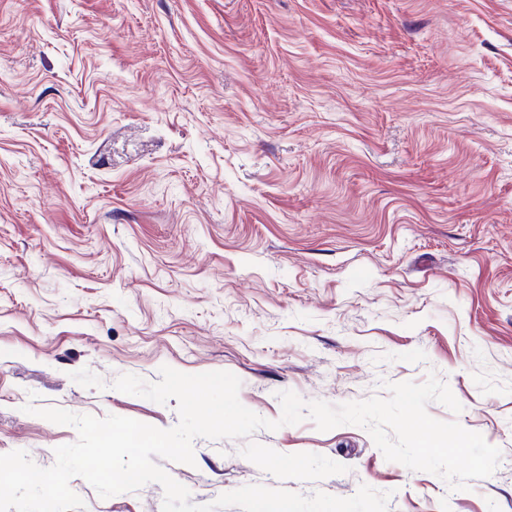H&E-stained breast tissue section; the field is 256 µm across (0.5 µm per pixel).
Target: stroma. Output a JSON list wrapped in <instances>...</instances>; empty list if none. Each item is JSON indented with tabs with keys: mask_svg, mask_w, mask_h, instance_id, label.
I'll list each match as a JSON object with an SVG mask.
<instances>
[{
	"mask_svg": "<svg viewBox=\"0 0 512 512\" xmlns=\"http://www.w3.org/2000/svg\"><path fill=\"white\" fill-rule=\"evenodd\" d=\"M333 405L447 383L500 449L468 489L311 420L156 463L195 504L259 484L387 512H512V0H0V454L174 427L161 366ZM299 459L301 471L289 470ZM83 512H162L151 482Z\"/></svg>",
	"mask_w": 512,
	"mask_h": 512,
	"instance_id": "obj_1",
	"label": "stroma"
}]
</instances>
